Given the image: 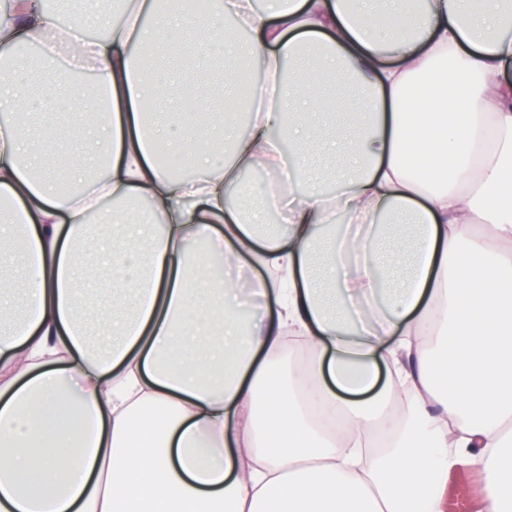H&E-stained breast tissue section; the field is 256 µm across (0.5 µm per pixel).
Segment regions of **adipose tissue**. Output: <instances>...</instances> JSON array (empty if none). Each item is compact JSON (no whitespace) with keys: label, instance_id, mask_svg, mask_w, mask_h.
<instances>
[{"label":"adipose tissue","instance_id":"ef3b65f1","mask_svg":"<svg viewBox=\"0 0 512 512\" xmlns=\"http://www.w3.org/2000/svg\"><path fill=\"white\" fill-rule=\"evenodd\" d=\"M506 0H213L206 17L126 0L107 24L87 8L61 29L38 0L0 12V31L67 38L95 72L102 115L85 122L71 189L38 171L23 139L29 65L0 38V259L21 254V318L0 322V512H443L438 487L481 464L486 512H512V30ZM151 18L153 27L143 26ZM184 56L226 68L248 56L276 100L187 146L194 113L147 122L159 88L134 53L154 26ZM322 48V73L362 92L339 124L353 169L336 194L243 172L302 171L307 113L331 112L285 63ZM296 149L283 155L273 139ZM188 157L175 179L158 148ZM287 229L259 233L270 206ZM263 270L252 311L236 277ZM97 270L112 296L81 303ZM105 342L91 355L83 327Z\"/></svg>","mask_w":512,"mask_h":512}]
</instances>
